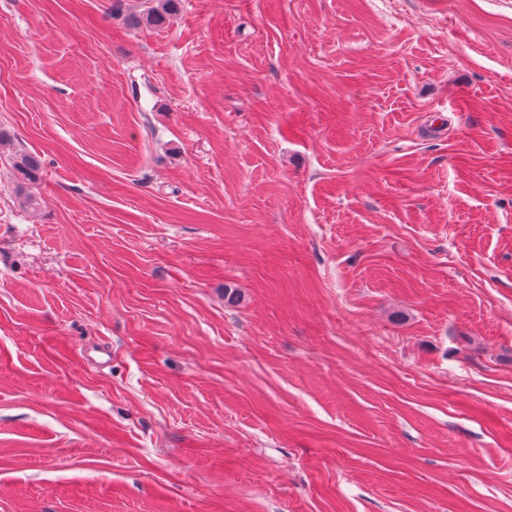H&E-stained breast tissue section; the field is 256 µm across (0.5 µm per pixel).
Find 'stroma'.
<instances>
[{"mask_svg": "<svg viewBox=\"0 0 512 512\" xmlns=\"http://www.w3.org/2000/svg\"><path fill=\"white\" fill-rule=\"evenodd\" d=\"M151 5L0 0V512H512V0ZM179 0H158L155 7H151L146 15L137 22H145L147 25L160 26L166 18L178 10ZM14 165L22 179L17 192L20 204L25 208L34 209L38 204L37 198L26 190V186H23V184H33L38 181L40 171L39 160L31 154L19 152L16 155Z\"/></svg>", "mask_w": 512, "mask_h": 512, "instance_id": "1", "label": "stroma"}]
</instances>
